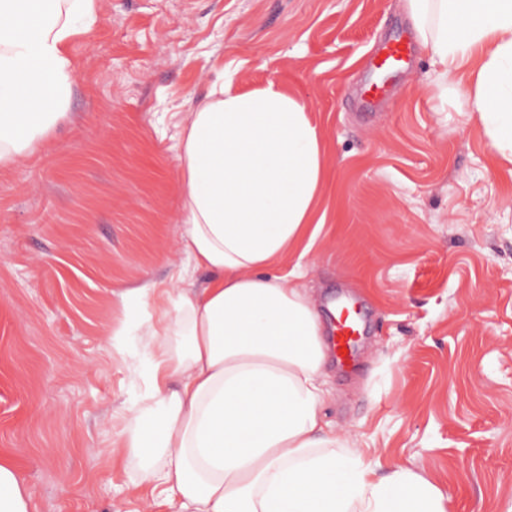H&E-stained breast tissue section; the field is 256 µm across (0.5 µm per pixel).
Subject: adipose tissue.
<instances>
[{
  "instance_id": "1",
  "label": "adipose tissue",
  "mask_w": 512,
  "mask_h": 512,
  "mask_svg": "<svg viewBox=\"0 0 512 512\" xmlns=\"http://www.w3.org/2000/svg\"><path fill=\"white\" fill-rule=\"evenodd\" d=\"M447 93L512 163V0H404ZM99 0H0V167L27 159L68 109L70 39ZM183 248L203 287L125 290L146 307L112 345L138 339L146 390L118 434L170 512H444L440 490L401 467L379 480L350 434L326 419V348L311 296L275 270L316 223L322 138L301 96L214 85L176 146ZM0 512H33L0 454Z\"/></svg>"
}]
</instances>
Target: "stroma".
Returning <instances> with one entry per match:
<instances>
[{
  "label": "stroma",
  "mask_w": 512,
  "mask_h": 512,
  "mask_svg": "<svg viewBox=\"0 0 512 512\" xmlns=\"http://www.w3.org/2000/svg\"><path fill=\"white\" fill-rule=\"evenodd\" d=\"M412 28L403 0H100L67 46V116L0 170V449L36 512L153 499L112 445L147 361L110 331L142 279L212 277L181 249L176 144L225 72L307 98L323 138L325 222L276 270L324 326L335 297L360 313L357 374L325 361L328 420L376 478L402 465L445 512H512V164L421 50L386 110H361L369 58Z\"/></svg>",
  "instance_id": "1"
}]
</instances>
